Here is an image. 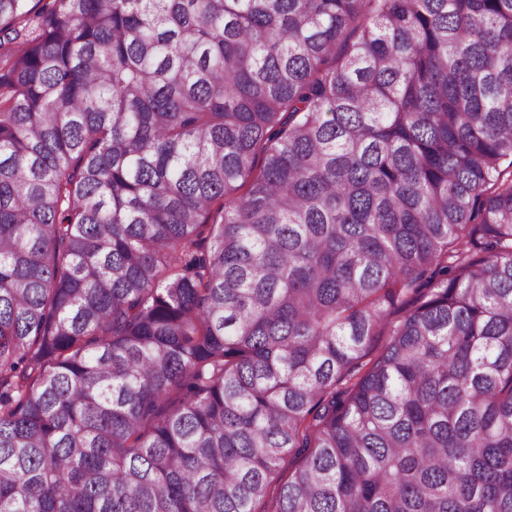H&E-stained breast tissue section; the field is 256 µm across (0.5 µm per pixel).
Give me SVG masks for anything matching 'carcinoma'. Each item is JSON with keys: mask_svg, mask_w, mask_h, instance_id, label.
<instances>
[{"mask_svg": "<svg viewBox=\"0 0 512 512\" xmlns=\"http://www.w3.org/2000/svg\"><path fill=\"white\" fill-rule=\"evenodd\" d=\"M41 2L0 512H512V0Z\"/></svg>", "mask_w": 512, "mask_h": 512, "instance_id": "cac0c4a2", "label": "carcinoma"}]
</instances>
